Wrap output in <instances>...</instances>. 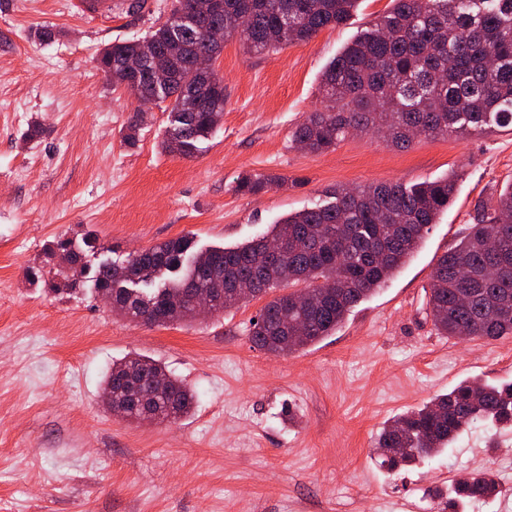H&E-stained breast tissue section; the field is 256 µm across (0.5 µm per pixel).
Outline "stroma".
Returning <instances> with one entry per match:
<instances>
[{
    "label": "stroma",
    "instance_id": "obj_1",
    "mask_svg": "<svg viewBox=\"0 0 512 512\" xmlns=\"http://www.w3.org/2000/svg\"><path fill=\"white\" fill-rule=\"evenodd\" d=\"M0 0V512H439L452 482L479 470L504 492L467 512H512V427H476L452 449L391 474L372 459L393 417L479 377L512 381V336L437 334L427 309L436 261L512 183V129L421 137L401 149L358 133L313 154L291 142L324 106L321 78L344 46L392 7L361 0L345 23L265 54L225 40L214 69L224 116L194 156L162 151L155 106L135 144L141 102L98 67L107 45L145 38L174 0ZM47 26L57 35L38 40ZM44 135L27 139L33 122ZM459 176L411 261L323 340L289 356L254 348L253 300L188 324L144 327L91 296L26 276L56 237L93 233L111 257L190 235L232 247L340 186ZM273 176L241 194L243 176ZM152 357L196 395L191 413L136 423L110 412L103 378L131 353Z\"/></svg>",
    "mask_w": 512,
    "mask_h": 512
}]
</instances>
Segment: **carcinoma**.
Returning <instances> with one entry per match:
<instances>
[{"instance_id":"carcinoma-1","label":"carcinoma","mask_w":512,"mask_h":512,"mask_svg":"<svg viewBox=\"0 0 512 512\" xmlns=\"http://www.w3.org/2000/svg\"><path fill=\"white\" fill-rule=\"evenodd\" d=\"M170 17L143 41L108 46L99 65L112 66V85L123 86L129 62L145 47L171 57V77L158 87L141 80L128 89L167 103L172 131L163 141L171 154L188 156L208 139L224 115V84L194 67L198 55L218 56L219 36L237 35L263 52L312 39L343 24L359 0H176ZM394 6L360 38L344 47L322 77L324 108L298 124L293 140L310 153L336 149L354 131L383 134L405 148L417 136L460 135L496 125L512 126V0H393ZM244 19L241 29L226 18ZM268 179L246 176L242 194L263 190ZM456 179L406 187L400 183L342 188L335 201L288 216L234 247L194 250L182 235L121 262L94 268L85 254L96 241L60 237L46 248L43 265L26 270L53 293L76 294L89 286L112 295V311L135 322L191 323L200 314L195 292L209 291L213 312L235 308L274 291L248 333L255 347L291 355L331 335L351 309L375 293L413 254L430 226L448 210ZM282 246L274 258L267 244ZM437 333L496 340L512 335V183L491 199L476 223L437 261L428 293ZM112 413L127 420L179 419L195 394L161 363L128 355L104 379ZM484 422L512 425V384L467 379L445 394L389 421L375 438L378 465L397 473L450 449L466 428ZM501 492L488 471L455 482L448 512H466L473 500Z\"/></svg>"}]
</instances>
